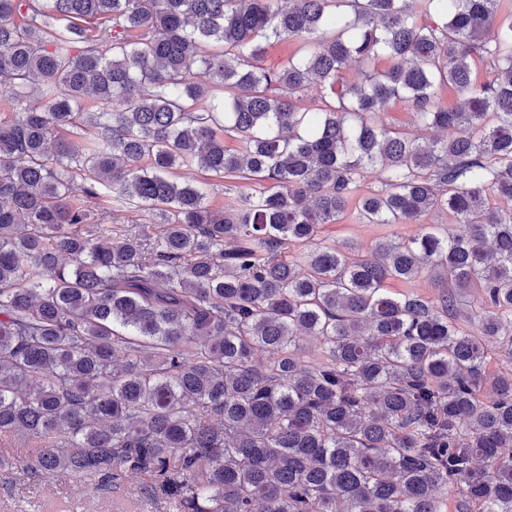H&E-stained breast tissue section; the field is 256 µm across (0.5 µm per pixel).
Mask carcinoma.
Listing matches in <instances>:
<instances>
[{
	"instance_id": "1",
	"label": "carcinoma",
	"mask_w": 512,
	"mask_h": 512,
	"mask_svg": "<svg viewBox=\"0 0 512 512\" xmlns=\"http://www.w3.org/2000/svg\"><path fill=\"white\" fill-rule=\"evenodd\" d=\"M0 97V439L35 442L0 456L12 481L512 512V370L486 353L512 355V0H0ZM396 100L436 136L388 128ZM181 168L246 185L215 210ZM371 173L358 219L419 231L354 257L322 228ZM421 276L437 294L390 288ZM298 43L292 40L273 41L268 46L263 65L272 66L284 62L298 50Z\"/></svg>"
}]
</instances>
